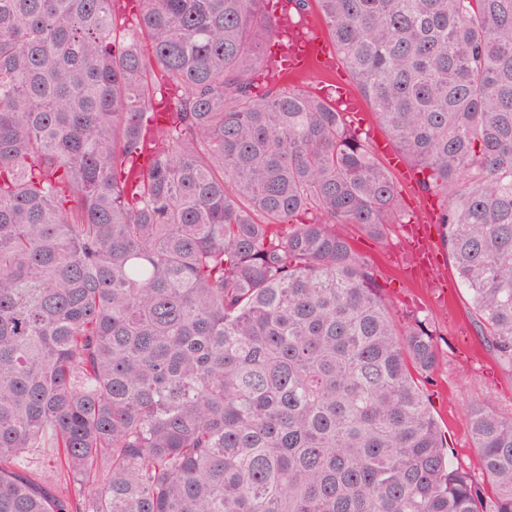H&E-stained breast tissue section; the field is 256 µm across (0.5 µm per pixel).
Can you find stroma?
<instances>
[{"label":"stroma","instance_id":"stroma-1","mask_svg":"<svg viewBox=\"0 0 512 512\" xmlns=\"http://www.w3.org/2000/svg\"><path fill=\"white\" fill-rule=\"evenodd\" d=\"M346 231L357 254L375 268L395 322L404 326L413 318L428 317L442 361L426 386L429 408L448 442L450 463L481 476L479 455L468 434L469 409L483 402L503 416H512V369L498 361L481 336L470 296L451 257L441 253L432 280H411L399 261L400 225H389L381 240L351 225Z\"/></svg>","mask_w":512,"mask_h":512}]
</instances>
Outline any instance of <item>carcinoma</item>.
Returning a JSON list of instances; mask_svg holds the SVG:
<instances>
[{"label": "carcinoma", "instance_id": "carcinoma-1", "mask_svg": "<svg viewBox=\"0 0 512 512\" xmlns=\"http://www.w3.org/2000/svg\"><path fill=\"white\" fill-rule=\"evenodd\" d=\"M116 2L0 0V512H512V417L469 410L489 497L337 230L398 182L267 69L271 0ZM312 2L512 367V0Z\"/></svg>", "mask_w": 512, "mask_h": 512}]
</instances>
